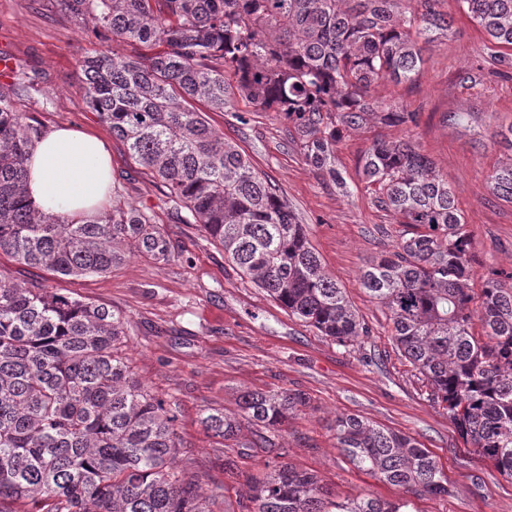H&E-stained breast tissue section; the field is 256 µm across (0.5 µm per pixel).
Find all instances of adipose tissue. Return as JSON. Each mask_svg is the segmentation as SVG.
<instances>
[{"instance_id":"1","label":"adipose tissue","mask_w":512,"mask_h":512,"mask_svg":"<svg viewBox=\"0 0 512 512\" xmlns=\"http://www.w3.org/2000/svg\"><path fill=\"white\" fill-rule=\"evenodd\" d=\"M28 166L27 192L44 212L87 217L110 195L111 153L94 132L71 127L48 132L35 145Z\"/></svg>"}]
</instances>
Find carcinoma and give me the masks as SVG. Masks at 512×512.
Returning <instances> with one entry per match:
<instances>
[{
	"label": "carcinoma",
	"mask_w": 512,
	"mask_h": 512,
	"mask_svg": "<svg viewBox=\"0 0 512 512\" xmlns=\"http://www.w3.org/2000/svg\"><path fill=\"white\" fill-rule=\"evenodd\" d=\"M93 32L144 48L79 62L82 90L130 156L162 180L241 272L288 313L344 346L369 335L328 276L275 184L224 141L195 107L222 112L237 96L282 114L306 163L336 187L343 132L419 125V113L375 100L385 82H413L423 45L448 34L439 0H53ZM494 63L512 64V0H459ZM0 84V254L62 277L103 274L134 253L166 260L170 244L144 213L114 209L75 220L29 199L27 160L44 131ZM362 180L412 228L393 253L366 263L362 288L389 312L402 356L461 437L512 479V274L490 269L480 293L472 241L448 180L408 140L375 139ZM512 204V161L488 177ZM480 324L482 333L473 326ZM125 319L78 296L22 286L0 271V512H211L195 477L173 466L177 416L122 355ZM307 404L298 390L239 396L241 418L209 413L228 441L256 428L252 448L274 461L253 478L244 512H418L414 499L451 493L411 437L355 415L336 417L355 468L405 489L336 502L318 477L283 461L276 431Z\"/></svg>",
	"instance_id": "cac0c4a2"
}]
</instances>
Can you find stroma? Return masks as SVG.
Wrapping results in <instances>:
<instances>
[{"label": "stroma", "mask_w": 512, "mask_h": 512, "mask_svg": "<svg viewBox=\"0 0 512 512\" xmlns=\"http://www.w3.org/2000/svg\"><path fill=\"white\" fill-rule=\"evenodd\" d=\"M452 19L448 35L430 43L413 83L375 88L377 100L420 112L418 127L376 126L350 131L336 147V166L349 187L341 192L305 162L280 113L238 97L210 122L273 182L303 224L325 271L344 289L370 335L345 346L288 314L228 260L203 228L176 218L160 180L136 163L124 144L92 112L79 90V59L135 49L94 36L82 23L54 12L49 0H0V53L13 59L23 84L19 111L44 130L81 127L106 139L112 153L108 208L147 214L169 238L172 256L138 255L111 272L64 279L0 255V270L22 285L82 296L126 320L125 354L140 382L178 416L177 468L194 475L213 512L250 496L251 479L269 459L266 449L241 453L206 432L204 414L239 413L244 391L298 389L309 403L291 415L278 439L286 460L312 472L337 499L403 496L348 464L332 425L342 414L413 437L437 459L453 487L446 497L416 500L417 512H512V480L474 451L446 410L433 403L422 377L402 357L388 312L360 284L365 263L394 252L403 227L377 206L358 169L374 137L409 139L446 175L472 239L477 272H512V204L495 197L487 178L512 157L501 142L512 125V77L492 74L485 37L459 9L441 0ZM234 459V475L224 472Z\"/></svg>", "instance_id": "1"}]
</instances>
